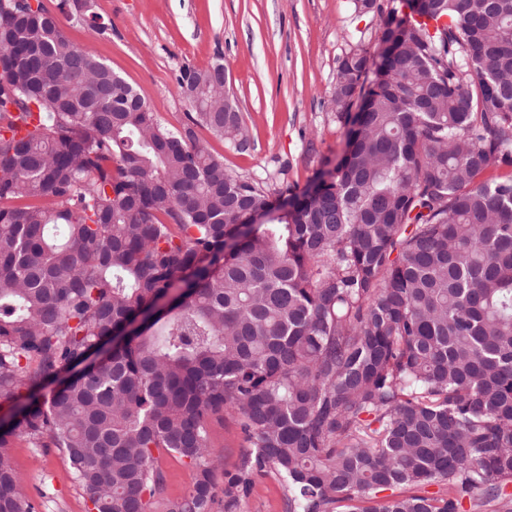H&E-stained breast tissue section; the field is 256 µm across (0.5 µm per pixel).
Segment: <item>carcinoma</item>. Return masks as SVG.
<instances>
[{
  "mask_svg": "<svg viewBox=\"0 0 512 512\" xmlns=\"http://www.w3.org/2000/svg\"><path fill=\"white\" fill-rule=\"evenodd\" d=\"M355 9L388 48L338 62L346 149L275 197L40 0H0V400L27 392L0 512H33L13 438L63 452L89 512H152L165 453L194 479L164 512H240L268 472L288 512H512V0ZM223 77L178 86L243 151ZM226 415L247 450L219 489Z\"/></svg>",
  "mask_w": 512,
  "mask_h": 512,
  "instance_id": "obj_1",
  "label": "carcinoma"
}]
</instances>
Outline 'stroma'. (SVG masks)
<instances>
[{
    "label": "stroma",
    "instance_id": "obj_1",
    "mask_svg": "<svg viewBox=\"0 0 512 512\" xmlns=\"http://www.w3.org/2000/svg\"><path fill=\"white\" fill-rule=\"evenodd\" d=\"M90 10L107 23L105 33L63 15L65 34L130 84L168 128H182L190 110L177 83L181 69L222 60L249 147L237 150L204 126L195 127L196 141L230 173L275 193L303 189L323 161L342 155L344 130L330 108L338 60L357 38L370 52L382 47L378 15L355 12L353 0H90ZM210 441L223 454L217 478L235 473L246 447L239 423L213 420ZM8 453L35 512H87L61 451L16 438ZM241 512H287L275 474L254 475Z\"/></svg>",
    "mask_w": 512,
    "mask_h": 512
}]
</instances>
